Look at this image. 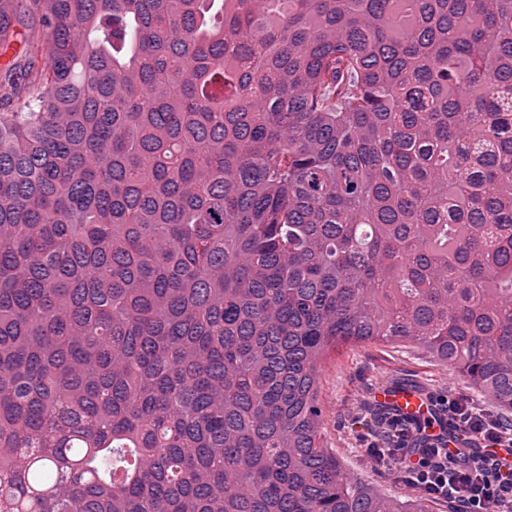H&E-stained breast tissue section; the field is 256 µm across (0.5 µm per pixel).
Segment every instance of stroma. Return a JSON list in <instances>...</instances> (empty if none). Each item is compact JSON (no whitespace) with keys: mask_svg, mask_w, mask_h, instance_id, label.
Segmentation results:
<instances>
[{"mask_svg":"<svg viewBox=\"0 0 512 512\" xmlns=\"http://www.w3.org/2000/svg\"><path fill=\"white\" fill-rule=\"evenodd\" d=\"M430 385L440 397H470L483 407L488 398L474 395L456 372L430 363L423 356L404 353L379 343L341 347L321 368L320 399L324 409V440L335 449L349 472L385 493L404 499L414 496L397 474L375 465L364 451L354 421L366 409L376 408L379 383Z\"/></svg>","mask_w":512,"mask_h":512,"instance_id":"stroma-1","label":"stroma"}]
</instances>
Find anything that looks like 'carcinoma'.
Returning a JSON list of instances; mask_svg holds the SVG:
<instances>
[{
  "label": "carcinoma",
  "mask_w": 512,
  "mask_h": 512,
  "mask_svg": "<svg viewBox=\"0 0 512 512\" xmlns=\"http://www.w3.org/2000/svg\"><path fill=\"white\" fill-rule=\"evenodd\" d=\"M14 42L0 512H428L320 370L379 341L512 414V0H0Z\"/></svg>",
  "instance_id": "obj_1"
}]
</instances>
